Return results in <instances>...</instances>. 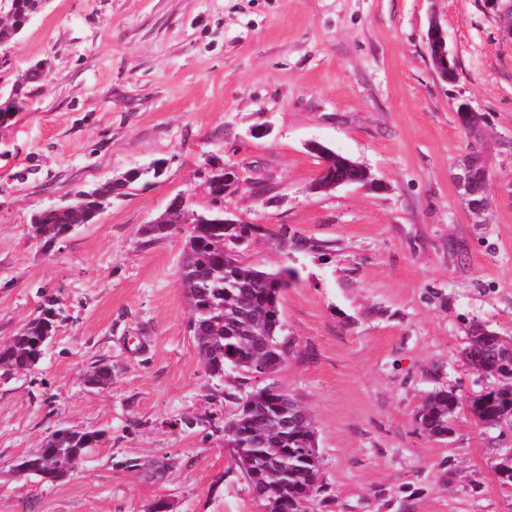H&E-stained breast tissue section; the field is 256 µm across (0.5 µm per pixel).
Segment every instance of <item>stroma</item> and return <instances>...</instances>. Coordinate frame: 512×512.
Returning <instances> with one entry per match:
<instances>
[{"mask_svg":"<svg viewBox=\"0 0 512 512\" xmlns=\"http://www.w3.org/2000/svg\"><path fill=\"white\" fill-rule=\"evenodd\" d=\"M512 0H50L0 44V93L44 62L0 126V342L39 306L66 319L39 364L0 375V512H258L224 425L275 385L305 408L320 469L312 512H512L498 458L512 429L459 410L445 439L418 413L435 392L489 390L462 357L482 324L512 337ZM438 19L456 77L425 35ZM478 131L457 121L460 104ZM321 143L380 188L313 190ZM477 150L488 221L452 179ZM238 169L233 241L244 262L290 268L279 299L288 355L269 376L209 379L177 282L181 234L140 229L178 196L209 201V157ZM162 162L95 223L42 248L35 211ZM287 249H280V239ZM112 384L93 388L97 365ZM103 430L70 476L14 474L54 430Z\"/></svg>","mask_w":512,"mask_h":512,"instance_id":"35a3bbf8","label":"stroma"}]
</instances>
